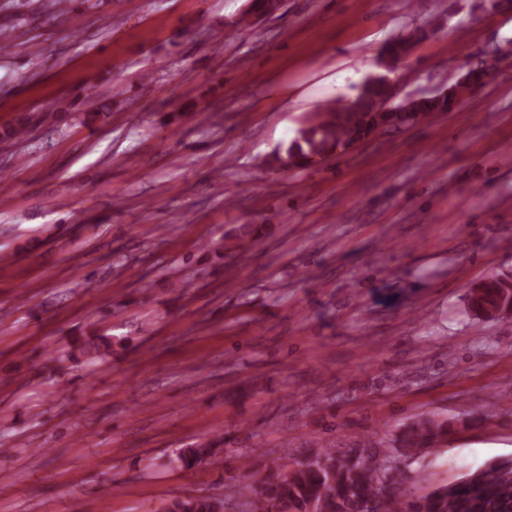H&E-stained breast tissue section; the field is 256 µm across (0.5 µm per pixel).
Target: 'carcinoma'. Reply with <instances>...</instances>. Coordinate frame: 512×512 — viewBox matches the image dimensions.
<instances>
[{
  "label": "carcinoma",
  "instance_id": "obj_1",
  "mask_svg": "<svg viewBox=\"0 0 512 512\" xmlns=\"http://www.w3.org/2000/svg\"><path fill=\"white\" fill-rule=\"evenodd\" d=\"M383 85L368 81L354 97L328 102L296 131L290 143L273 157L277 166L288 159L301 167L312 157L328 158L369 136L377 128L403 122L399 106L382 109ZM452 97L416 100L414 111L428 116L445 112ZM263 224H238L224 234V257L247 243L260 240ZM472 309L493 319L512 308V278L491 276L468 289ZM448 420L418 417L393 439L388 450L366 444L355 458L348 450L319 446L301 459L280 464L272 474L244 469L227 493L188 496L169 501L163 512H224L226 495L248 498L249 512H512V458L496 459L466 473L456 482L422 491L419 479L407 484L395 473L401 460L411 459L448 436ZM211 444L182 448L178 461L187 468L205 463Z\"/></svg>",
  "mask_w": 512,
  "mask_h": 512
}]
</instances>
